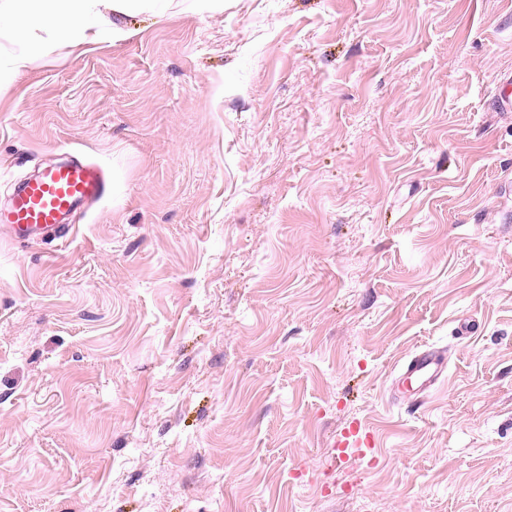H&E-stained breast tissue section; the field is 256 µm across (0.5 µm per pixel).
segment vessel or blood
Segmentation results:
<instances>
[{"mask_svg":"<svg viewBox=\"0 0 512 512\" xmlns=\"http://www.w3.org/2000/svg\"><path fill=\"white\" fill-rule=\"evenodd\" d=\"M103 168L78 161L48 166L18 184L7 211H0V229L15 239L61 228L67 215L90 200L104 196ZM444 360L428 348L420 349L403 367L402 380L418 381L428 389L445 371ZM374 454V438L364 423L355 420L339 433L327 452L329 463L347 466L365 462Z\"/></svg>","mask_w":512,"mask_h":512,"instance_id":"1","label":"vessel or blood"}]
</instances>
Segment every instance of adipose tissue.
Masks as SVG:
<instances>
[{
    "mask_svg": "<svg viewBox=\"0 0 512 512\" xmlns=\"http://www.w3.org/2000/svg\"><path fill=\"white\" fill-rule=\"evenodd\" d=\"M99 0H0V33L12 45L0 56V83L9 72L44 58L47 47L77 48L129 36L123 21L146 13L164 18L171 0H110L112 16L102 17Z\"/></svg>",
    "mask_w": 512,
    "mask_h": 512,
    "instance_id": "ef3b65f1",
    "label": "adipose tissue"
}]
</instances>
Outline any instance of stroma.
Listing matches in <instances>:
<instances>
[{
  "mask_svg": "<svg viewBox=\"0 0 512 512\" xmlns=\"http://www.w3.org/2000/svg\"><path fill=\"white\" fill-rule=\"evenodd\" d=\"M126 26L0 91V208L112 176L0 233V512H512V0ZM354 420L377 457L331 468ZM103 168L78 161L48 166L18 184L6 212L0 210V230L13 239L59 229L67 215L89 200L104 196ZM444 360L429 348L420 349L403 367L400 381L416 380L424 391L445 371Z\"/></svg>",
  "mask_w": 512,
  "mask_h": 512,
  "instance_id": "stroma-1",
  "label": "stroma"
}]
</instances>
